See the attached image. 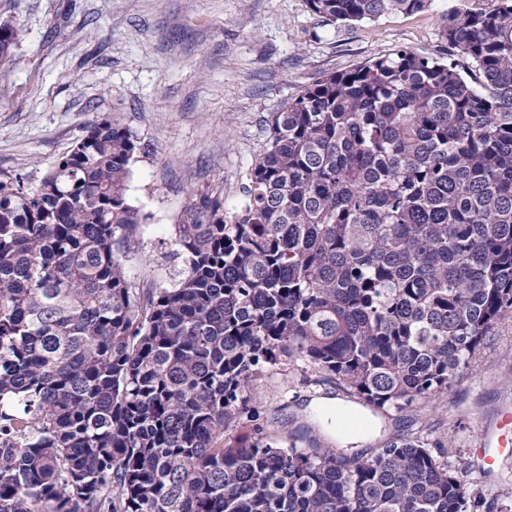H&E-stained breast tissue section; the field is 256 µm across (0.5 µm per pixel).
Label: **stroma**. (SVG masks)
<instances>
[{"mask_svg": "<svg viewBox=\"0 0 512 512\" xmlns=\"http://www.w3.org/2000/svg\"><path fill=\"white\" fill-rule=\"evenodd\" d=\"M462 5L431 0L414 15L343 26L324 23L306 0H0V22L23 33L0 60V176L37 186L92 123L118 122L138 144L129 200L150 216L126 270L167 283L184 266L174 224L206 191L222 189L228 207L238 204L271 113L324 74L400 48L436 53L442 17ZM244 398L224 443L272 423L349 456L395 435L419 437L444 448L469 494L512 505V450L490 433L512 406V314L432 400L385 414L363 408L374 430L354 443L337 441L318 410L328 400L349 406L346 391L304 361L262 373ZM480 447L497 458L491 472Z\"/></svg>", "mask_w": 512, "mask_h": 512, "instance_id": "obj_1", "label": "stroma"}]
</instances>
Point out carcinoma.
<instances>
[{"label":"carcinoma","mask_w":512,"mask_h":512,"mask_svg":"<svg viewBox=\"0 0 512 512\" xmlns=\"http://www.w3.org/2000/svg\"><path fill=\"white\" fill-rule=\"evenodd\" d=\"M325 23L428 0H307ZM9 32L0 56L21 41ZM323 75L267 119L239 205L203 192L185 268L132 279L150 215L104 119L29 189L0 178V512H469L418 439L371 453L219 437L262 367L306 361L381 410L427 402L512 311V0Z\"/></svg>","instance_id":"cac0c4a2"}]
</instances>
